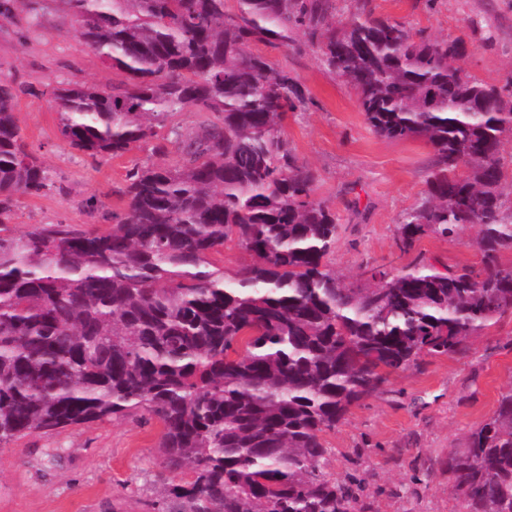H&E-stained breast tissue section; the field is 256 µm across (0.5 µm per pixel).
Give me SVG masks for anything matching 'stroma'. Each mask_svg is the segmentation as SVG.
Returning <instances> with one entry per match:
<instances>
[{"label": "stroma", "mask_w": 512, "mask_h": 512, "mask_svg": "<svg viewBox=\"0 0 512 512\" xmlns=\"http://www.w3.org/2000/svg\"><path fill=\"white\" fill-rule=\"evenodd\" d=\"M398 21L433 38H464L465 68L485 84L512 90V0H336V14L359 12ZM13 21L0 18V74L23 90L16 120L30 151L45 162L54 186L19 197L11 229L41 224L107 230L102 212L122 213L128 170L157 160L148 146L92 159L60 134V114L48 86L123 81L78 37L60 0H15ZM288 70L308 99L292 112L284 136L299 162L319 174L314 197L339 214L330 264L356 281L372 267L398 272L421 254L436 266H476L481 254L467 227L456 241L419 238L413 254L396 246L401 215L417 206L431 151L423 141L375 135L351 85L331 75L317 49L296 53L263 47ZM96 201L98 213L87 204ZM512 389V313L504 314L461 353L421 355L391 373L380 390L353 406L326 434L325 472L362 480L361 512H459L448 454ZM160 423L138 412L114 420L34 433L0 448V512H158L162 472Z\"/></svg>", "instance_id": "stroma-1"}]
</instances>
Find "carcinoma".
Returning <instances> with one entry per match:
<instances>
[{"label": "carcinoma", "instance_id": "obj_1", "mask_svg": "<svg viewBox=\"0 0 512 512\" xmlns=\"http://www.w3.org/2000/svg\"><path fill=\"white\" fill-rule=\"evenodd\" d=\"M89 50L126 75L55 87L69 145L92 158L140 142L176 159L126 175L106 231L10 229L17 198L51 186L0 75V447L138 411L163 427L161 512H356L324 472L323 435L421 354L461 352L512 312V208L503 155L512 97L430 38L335 0H61ZM302 33L303 43L295 35ZM257 44L319 50L356 91L374 134L432 150L422 202L401 218L403 253L431 233L477 228V267L418 256L345 283L327 263L336 212L283 137L304 94ZM202 117L185 137L176 115ZM234 243L251 262L228 275ZM463 512H512V390L448 455ZM216 265L220 268L224 267L225 272H232L249 262V254L234 245L227 243L224 245V252L215 257Z\"/></svg>", "mask_w": 512, "mask_h": 512}]
</instances>
